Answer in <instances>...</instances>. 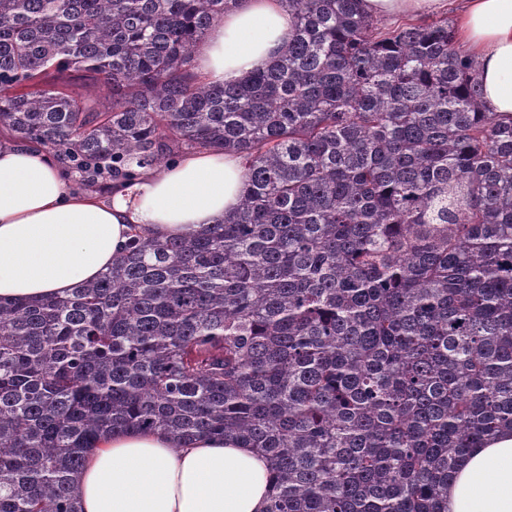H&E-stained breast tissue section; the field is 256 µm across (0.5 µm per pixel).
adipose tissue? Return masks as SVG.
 Returning <instances> with one entry per match:
<instances>
[{
    "label": "adipose tissue",
    "instance_id": "ef3b65f1",
    "mask_svg": "<svg viewBox=\"0 0 512 512\" xmlns=\"http://www.w3.org/2000/svg\"><path fill=\"white\" fill-rule=\"evenodd\" d=\"M372 16L455 10L456 38L479 62L488 111L512 120V0H359ZM291 27L282 0H239L198 44L192 69L207 82L242 80L279 54ZM239 155L192 151L102 195L75 189L46 149L0 141V298L66 296L99 277L133 228L174 238L221 223L239 204ZM267 458L200 436L181 448L162 432L108 435L85 457L81 512H264ZM448 512H512V431L472 449L448 483Z\"/></svg>",
    "mask_w": 512,
    "mask_h": 512
}]
</instances>
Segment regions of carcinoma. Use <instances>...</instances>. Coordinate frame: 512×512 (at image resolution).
Masks as SVG:
<instances>
[{
	"label": "carcinoma",
	"instance_id": "carcinoma-1",
	"mask_svg": "<svg viewBox=\"0 0 512 512\" xmlns=\"http://www.w3.org/2000/svg\"><path fill=\"white\" fill-rule=\"evenodd\" d=\"M285 2L273 63L217 86L189 63L236 0H0V126L78 187L246 167L223 223L0 300V512H78L86 454L129 431L256 449L265 512H447L512 430V121L448 19Z\"/></svg>",
	"mask_w": 512,
	"mask_h": 512
}]
</instances>
